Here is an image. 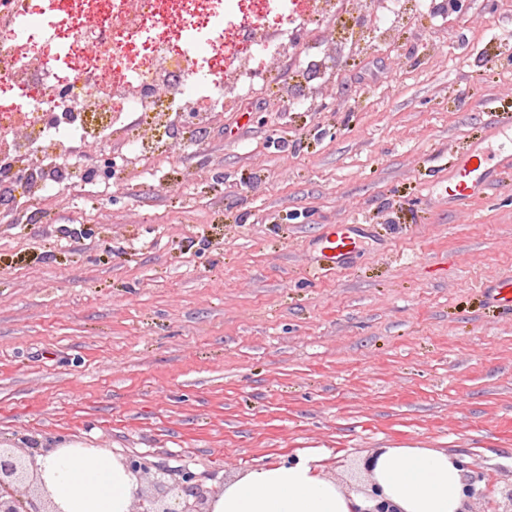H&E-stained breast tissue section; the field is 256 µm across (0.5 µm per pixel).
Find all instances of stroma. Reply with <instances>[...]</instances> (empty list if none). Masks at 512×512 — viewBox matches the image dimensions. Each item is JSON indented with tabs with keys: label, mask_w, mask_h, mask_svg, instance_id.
<instances>
[{
	"label": "stroma",
	"mask_w": 512,
	"mask_h": 512,
	"mask_svg": "<svg viewBox=\"0 0 512 512\" xmlns=\"http://www.w3.org/2000/svg\"><path fill=\"white\" fill-rule=\"evenodd\" d=\"M367 0L310 22L260 88L205 112L103 189L0 211V448L63 441L188 467L207 496L319 453L349 485L378 448L458 454L468 512L512 486V172L441 192L492 117L512 118V0L421 8L306 75ZM327 224H367L316 269ZM489 304L503 310H512V277H502L484 289Z\"/></svg>",
	"instance_id": "obj_1"
}]
</instances>
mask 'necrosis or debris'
I'll return each mask as SVG.
<instances>
[{
	"label": "necrosis or debris",
	"instance_id": "1",
	"mask_svg": "<svg viewBox=\"0 0 512 512\" xmlns=\"http://www.w3.org/2000/svg\"><path fill=\"white\" fill-rule=\"evenodd\" d=\"M66 0L54 28L53 61L24 54L30 20L0 0V83L47 85L42 96L0 104V187L18 209L51 192L95 180L111 186L167 145L179 111L199 92L215 111L246 95L249 58L226 71L222 43L209 40L243 0ZM122 140V165L104 174L84 161L89 144Z\"/></svg>",
	"mask_w": 512,
	"mask_h": 512
}]
</instances>
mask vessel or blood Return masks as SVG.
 <instances>
[{
  "label": "vessel or blood",
  "instance_id": "1",
  "mask_svg": "<svg viewBox=\"0 0 512 512\" xmlns=\"http://www.w3.org/2000/svg\"><path fill=\"white\" fill-rule=\"evenodd\" d=\"M499 169H512V121H493L487 140L470 143L456 157L442 192L449 203L467 205L494 186V174ZM359 237L356 225H329L319 240V271L340 270L353 254ZM484 295L492 306L512 310V277L488 285Z\"/></svg>",
  "mask_w": 512,
  "mask_h": 512
}]
</instances>
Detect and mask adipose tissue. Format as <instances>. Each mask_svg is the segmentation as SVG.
Returning <instances> with one entry per match:
<instances>
[{"label": "adipose tissue", "mask_w": 512, "mask_h": 512, "mask_svg": "<svg viewBox=\"0 0 512 512\" xmlns=\"http://www.w3.org/2000/svg\"><path fill=\"white\" fill-rule=\"evenodd\" d=\"M60 512H131L138 478L122 460L78 442L36 458ZM367 487L348 489L324 476L319 457L238 474L209 502V512H464L469 497L459 457L430 448H379L362 463Z\"/></svg>", "instance_id": "obj_1"}]
</instances>
